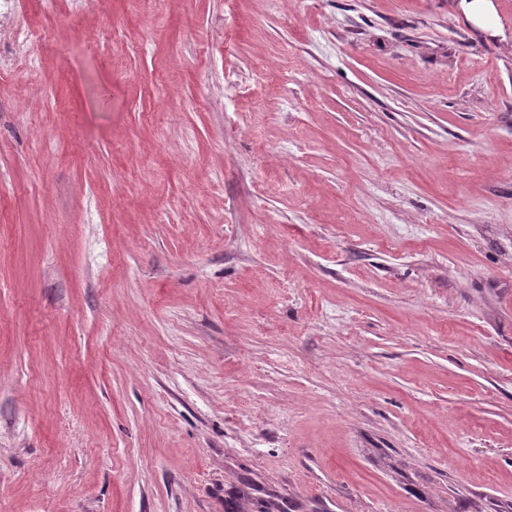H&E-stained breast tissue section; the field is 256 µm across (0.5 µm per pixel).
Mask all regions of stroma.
Here are the masks:
<instances>
[{"instance_id":"35a3bbf8","label":"stroma","mask_w":512,"mask_h":512,"mask_svg":"<svg viewBox=\"0 0 512 512\" xmlns=\"http://www.w3.org/2000/svg\"><path fill=\"white\" fill-rule=\"evenodd\" d=\"M11 0L0 512H512V0Z\"/></svg>"}]
</instances>
